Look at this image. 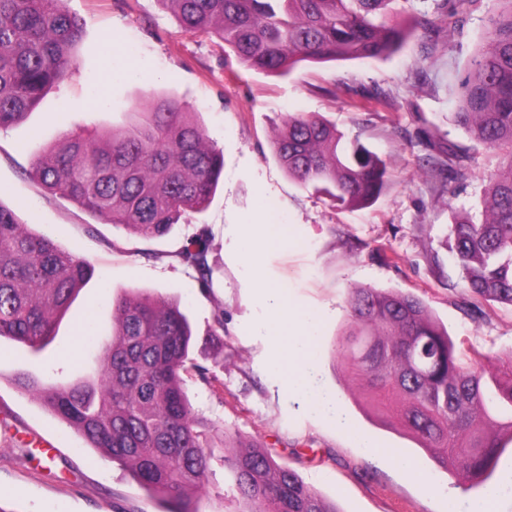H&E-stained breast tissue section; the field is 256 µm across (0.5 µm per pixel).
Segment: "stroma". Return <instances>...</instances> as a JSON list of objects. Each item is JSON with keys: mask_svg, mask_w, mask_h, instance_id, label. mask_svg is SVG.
Returning a JSON list of instances; mask_svg holds the SVG:
<instances>
[{"mask_svg": "<svg viewBox=\"0 0 512 512\" xmlns=\"http://www.w3.org/2000/svg\"><path fill=\"white\" fill-rule=\"evenodd\" d=\"M67 7L84 29L77 65L29 116L0 129V202L95 271L42 353L0 342V512H163L126 469L96 458L80 434L14 382L20 373L50 383L89 372L86 328L110 333L109 296L133 288L179 303L195 333L192 358L219 379L212 388L194 373L184 376L193 407L211 426V473L190 496L197 512L236 507L221 461L228 428L258 440L340 512H445L449 493L457 512H470L479 490L367 412L356 386L337 374L333 344L348 322V290L366 287L418 296L458 351L481 353L483 365L512 352V307L474 300L445 245L454 213L480 217L499 157L473 150L469 177L453 194L423 168L430 143H468L451 114L458 81L485 37L491 0L465 8L449 0L434 29L416 31L386 59L305 61L285 78L247 70L217 37L184 32L159 0H67ZM376 93L380 102L364 103ZM163 97L191 112L224 155L209 207L184 215L169 236L144 242L91 221L28 176L33 157L64 133L122 125ZM294 113L319 114L388 160V185L375 203L351 211L288 176L272 138ZM274 212L287 224V248L266 251L258 239L243 238V225ZM202 226L214 268L206 292L175 257ZM267 285L320 315L313 380L335 395V413L311 409L271 374L280 351L261 333L270 315L261 293ZM359 434L379 453L357 446ZM389 448L413 458L429 483L395 469Z\"/></svg>", "mask_w": 512, "mask_h": 512, "instance_id": "obj_1", "label": "stroma"}]
</instances>
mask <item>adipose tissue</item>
<instances>
[{"label": "adipose tissue", "mask_w": 512, "mask_h": 512, "mask_svg": "<svg viewBox=\"0 0 512 512\" xmlns=\"http://www.w3.org/2000/svg\"><path fill=\"white\" fill-rule=\"evenodd\" d=\"M264 298L271 309V317L262 330L283 353L282 359L274 363L273 373L284 379L289 392L308 397L313 408H320V401L311 394L314 342L319 325L317 315L294 307L287 292L279 288L265 289Z\"/></svg>", "instance_id": "1"}]
</instances>
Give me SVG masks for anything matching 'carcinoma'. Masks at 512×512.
<instances>
[{
    "label": "carcinoma",
    "mask_w": 512,
    "mask_h": 512,
    "mask_svg": "<svg viewBox=\"0 0 512 512\" xmlns=\"http://www.w3.org/2000/svg\"><path fill=\"white\" fill-rule=\"evenodd\" d=\"M189 33L224 41L247 69L286 76L303 61L378 58L432 25L388 18L395 0H158ZM483 44L459 80L453 122L499 154L483 191L482 218L449 225L450 251L469 292L512 307V0H492ZM83 27L66 0H0V129L23 120L77 62ZM288 175L346 208L374 203L387 163L358 136L318 115L288 116L273 137ZM427 171L455 191L469 177L453 143L435 144ZM223 171L205 129L166 97L123 127L66 134L31 162L29 176L93 218L151 241L211 202ZM203 226L175 253L208 291L213 270ZM93 276L91 263L33 234L0 201V340L34 354ZM349 323L335 350L349 380L382 421L400 427L452 476L484 483L512 444V353L487 368L462 360L448 330L416 295L349 290ZM112 335L96 341L100 375L67 385L33 377L39 395L100 457L129 468L148 492L178 504L205 486L211 456L205 424L182 374L192 331L179 306L132 290L112 299ZM224 469L237 512H339L268 450L224 430Z\"/></svg>",
    "instance_id": "cac0c4a2"
}]
</instances>
